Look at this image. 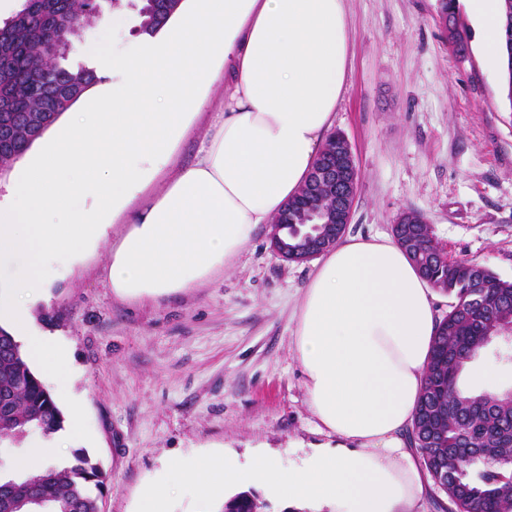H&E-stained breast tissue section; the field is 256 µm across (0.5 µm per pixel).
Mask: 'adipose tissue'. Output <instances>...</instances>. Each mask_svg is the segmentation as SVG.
I'll return each mask as SVG.
<instances>
[{"mask_svg":"<svg viewBox=\"0 0 512 512\" xmlns=\"http://www.w3.org/2000/svg\"><path fill=\"white\" fill-rule=\"evenodd\" d=\"M488 67L506 57L500 0H463ZM347 0H190L25 152L0 201V323L68 390L70 357L35 323L60 264L103 242L115 215L167 166L217 60L232 63L224 108L190 166L133 215L107 269L136 300L196 288L230 269L256 228L295 198L323 150L351 67ZM293 329L306 403L330 443L283 467L257 454L174 465L205 499L229 486L318 512H420L427 473L408 439L440 320L436 297L388 234L348 236L320 254ZM84 437L71 412L58 438L28 439L24 472Z\"/></svg>","mask_w":512,"mask_h":512,"instance_id":"obj_1","label":"adipose tissue"}]
</instances>
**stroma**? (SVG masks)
Instances as JSON below:
<instances>
[{
    "instance_id": "35a3bbf8",
    "label": "stroma",
    "mask_w": 512,
    "mask_h": 512,
    "mask_svg": "<svg viewBox=\"0 0 512 512\" xmlns=\"http://www.w3.org/2000/svg\"><path fill=\"white\" fill-rule=\"evenodd\" d=\"M352 67L336 111L360 172L348 234L390 233L414 211L452 259L474 261L512 282V103L505 72L481 54L465 10L457 53L439 0H348ZM127 4L74 41L73 64L92 47L125 54L136 38ZM216 77L201 113L174 147L173 163L145 190L161 191L192 163L223 103ZM109 237L84 261L61 267L39 326L72 357L62 413L78 408L87 452L109 475L101 512H136L143 488L171 465L231 452H263L282 465L323 442L292 351L294 313L310 262H287L260 225L234 266L212 282L157 299L124 300L106 279Z\"/></svg>"
}]
</instances>
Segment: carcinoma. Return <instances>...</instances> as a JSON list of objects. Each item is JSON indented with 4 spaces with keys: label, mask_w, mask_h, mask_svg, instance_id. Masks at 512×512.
I'll return each mask as SVG.
<instances>
[{
    "label": "carcinoma",
    "mask_w": 512,
    "mask_h": 512,
    "mask_svg": "<svg viewBox=\"0 0 512 512\" xmlns=\"http://www.w3.org/2000/svg\"><path fill=\"white\" fill-rule=\"evenodd\" d=\"M182 0H135L137 32L152 35L177 12ZM4 42L14 50L11 69L0 81L21 97L28 110L46 115L44 128L62 112L48 107L47 98L33 91L40 78L64 93L74 104L96 82L84 65L66 64L46 48L32 46L23 23L8 18L0 23ZM506 97L512 105V16L505 15ZM335 193L332 186L288 202V224L307 220L308 210H326ZM394 237L411 256L421 274L435 288L454 298L433 336L422 399L409 437L431 477L448 482L447 503L441 512H512V390L500 394L465 395L461 373L479 349L492 339L512 337V282L468 260L448 259L432 245L428 224H395ZM63 415L42 380L28 365L21 345L0 327V438L13 443L38 433L48 438L63 428ZM467 448H480L490 463L472 460ZM107 475L82 450L71 466L51 465L22 478L0 480V512H98L92 490L103 491ZM250 492L224 501L223 512H257Z\"/></svg>",
    "instance_id": "carcinoma-1"
}]
</instances>
